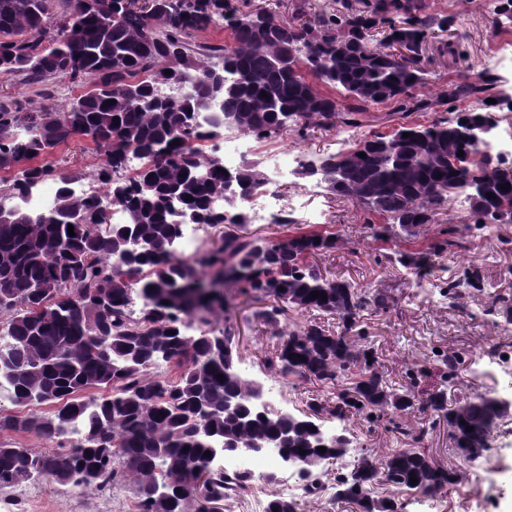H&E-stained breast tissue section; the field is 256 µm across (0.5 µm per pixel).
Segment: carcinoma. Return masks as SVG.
I'll return each mask as SVG.
<instances>
[{
  "label": "carcinoma",
  "instance_id": "carcinoma-1",
  "mask_svg": "<svg viewBox=\"0 0 512 512\" xmlns=\"http://www.w3.org/2000/svg\"><path fill=\"white\" fill-rule=\"evenodd\" d=\"M31 2L0 0L5 76L43 84L56 77L85 80L89 90L53 112H24L0 102V171L13 172L0 178V195L20 199L40 180L53 175L57 182L49 208L33 212L16 205L9 223H0V399L24 408L50 404L53 410L0 416V430L77 438L64 454H33L0 443V489L42 468L47 477L83 488L125 474L138 488L137 512H186L191 475L214 440L243 448L276 440L301 466L299 480L314 496L325 487V465L353 448L354 436L343 425L350 413L369 424L385 421L399 447L378 459L374 449H362L356 467L336 472V500L358 512H397L396 504L372 496L375 485L437 493L461 481L427 453L425 440L443 420L458 456L481 457L503 407L485 394L448 399L463 361L456 351L405 366L398 386L387 381L360 322L366 310L389 311L394 298L329 278L310 261L332 251L336 235L226 233L219 246L183 259L177 249L183 225L169 216L175 200L207 225L242 226L248 221L243 200L268 184L256 163L241 164L227 181L213 150L203 146L214 133L202 119L189 123V114L201 111L211 96L234 115V129L260 140L279 136L290 124L302 130L353 126L358 110L345 109L347 101H394L404 111L424 110L430 103L412 94L425 84L421 53L429 36L450 27L452 18L426 12L424 0H339L340 8L307 25L266 10L243 13L235 0H174L170 11L158 14L125 0H49L57 4L52 21L48 11L32 12ZM104 10L113 15L106 32ZM218 25L232 31L234 49L195 40ZM378 30L386 33L382 48L371 44ZM220 74L228 79L219 82ZM185 82L191 96L154 98L157 88ZM497 82L491 72L475 82L450 81L440 102L476 96L494 109L483 94ZM481 117L461 111L428 126L368 136L347 152L302 164L297 175L385 217L386 224L368 225L375 238H416L460 196L469 206L464 229L485 230L499 222L501 211H512V188L500 189L512 184V169L489 161L459 134ZM75 135L103 150L105 160L91 178L126 213L125 223L103 229L100 199L71 193L84 174L55 173L38 162L46 148ZM132 155L140 159L135 170L128 167ZM477 182L488 184L494 199L474 194ZM229 188L236 203L217 209ZM74 212L86 223L74 225L71 236L62 219ZM457 232L450 224L427 250H396L386 260L415 283L434 275L437 260L460 245ZM124 234L140 243L127 262L118 260ZM216 281L336 316L344 326L340 333L314 320L286 330L278 305L256 313L280 337L267 369L288 384L313 379L336 392L310 397L306 409L286 416L272 413L273 400L268 409L260 406L257 382L245 378L234 360L230 318L221 324L215 316L224 298L202 291ZM486 286L484 267L471 261L441 280L440 290L450 305L463 308ZM314 290L320 296L312 299ZM486 308L504 328L512 326V299L496 294ZM188 319L203 329L191 344L182 334ZM163 364L176 375L157 371ZM416 412L421 422L414 425L409 415ZM332 419L342 425L329 433L324 422ZM412 474L418 478L413 485ZM153 484L161 490L148 497L144 491ZM250 488L246 476L214 471L207 479L209 495L218 500ZM298 510L293 498H273L267 507Z\"/></svg>",
  "mask_w": 512,
  "mask_h": 512
}]
</instances>
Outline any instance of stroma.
I'll list each match as a JSON object with an SVG mask.
<instances>
[{
    "instance_id": "35a3bbf8",
    "label": "stroma",
    "mask_w": 512,
    "mask_h": 512,
    "mask_svg": "<svg viewBox=\"0 0 512 512\" xmlns=\"http://www.w3.org/2000/svg\"><path fill=\"white\" fill-rule=\"evenodd\" d=\"M298 0H238L241 11L270 10L297 24L313 21L332 11L336 0H305L304 12H296ZM430 12L454 16V24L438 30L428 40L422 57L427 81L414 89L416 97L429 100L428 109L405 112L396 104H374L357 116L352 132L355 139L380 133L387 134L402 125H429L450 117L452 110L482 111L476 99L456 105L438 104L440 92L449 80H476L485 71L495 74L497 90L504 102L494 115L497 135L512 134V64L502 61L501 49L512 45V22L500 19L498 0H426ZM84 83L56 82L47 86L23 82L17 77H0V100L17 102L24 111L45 112L61 108L86 91ZM344 126L332 129L310 126L300 130L288 126L277 138L257 143L243 156L244 161L267 167L272 151L318 156L340 153L349 147L343 141ZM46 163L56 169H74L92 174L101 161L94 143L82 135L59 146L46 156ZM284 197L299 199L313 214V229L337 231L339 240L333 252L316 257L315 262L329 277L341 276L360 288L390 291L396 305L389 312H364L362 327L370 336L378 364L393 383H400L405 364L428 358L435 349L454 350L462 354L460 389L462 393L512 396V373H505L494 363L476 367L478 358L486 356L491 346L512 353V334H505L479 314V301H469L465 309L449 307L447 301L430 302L419 297L407 280L402 267L376 264L384 252L383 243L374 240L369 224H382L379 215L358 204L327 193L315 180L292 177L279 188ZM512 239V224H496L490 231L463 232L462 246L454 255L440 262L439 274L448 277L462 264L478 260L495 292L512 294V252L505 242ZM232 324L236 334V353L242 373L263 384L275 382L273 372L264 361L279 339L271 328L255 316L256 311L273 306V298L260 294L243 295L228 288ZM495 447L485 459L494 469L492 480L471 463L457 457L450 449L448 426L437 423L426 446L430 455L442 465L454 468L461 483L449 486L440 494L398 490L383 484L374 493L401 502L403 512H512V415L503 419ZM137 493L127 477L104 487L82 488L62 485L48 477L19 482L0 490V512H133Z\"/></svg>"
}]
</instances>
